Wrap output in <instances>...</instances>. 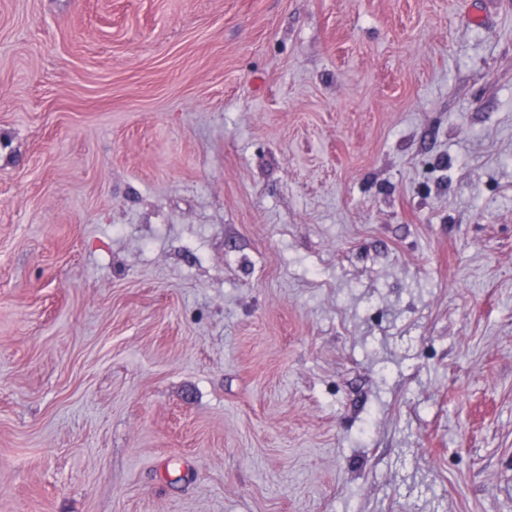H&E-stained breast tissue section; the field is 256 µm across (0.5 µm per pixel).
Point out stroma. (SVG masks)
<instances>
[{
	"label": "stroma",
	"mask_w": 512,
	"mask_h": 512,
	"mask_svg": "<svg viewBox=\"0 0 512 512\" xmlns=\"http://www.w3.org/2000/svg\"><path fill=\"white\" fill-rule=\"evenodd\" d=\"M0 512H512V0H0Z\"/></svg>",
	"instance_id": "1"
}]
</instances>
